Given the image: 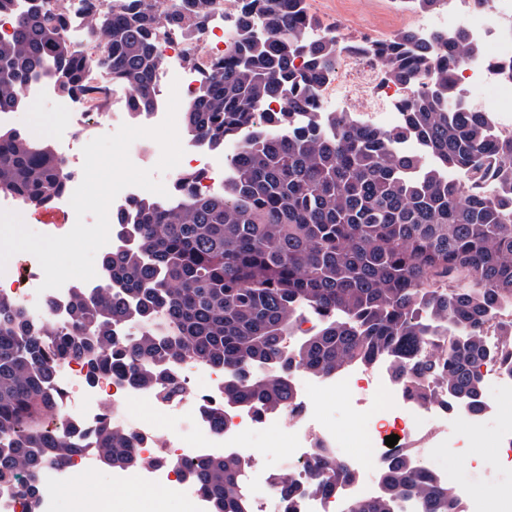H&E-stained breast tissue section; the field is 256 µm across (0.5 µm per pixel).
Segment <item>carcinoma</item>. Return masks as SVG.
Returning a JSON list of instances; mask_svg holds the SVG:
<instances>
[{
  "label": "carcinoma",
  "instance_id": "cac0c4a2",
  "mask_svg": "<svg viewBox=\"0 0 512 512\" xmlns=\"http://www.w3.org/2000/svg\"><path fill=\"white\" fill-rule=\"evenodd\" d=\"M73 0H35L25 11L0 0L15 33L0 41V109L23 105L21 86L51 71L59 92H88L105 67L129 91L131 110L158 97L154 81L165 60L154 51L166 32L197 40L220 0H101L87 6L89 52L67 34ZM441 0H399L430 13ZM231 57L207 67L185 105V132L224 151V187L195 190L186 171L164 201L133 200L115 214L132 225L135 243L108 253V288L73 299L68 326L32 328L17 306L0 299V493L17 488L38 512L39 473L62 466L83 448L46 427L59 394L51 389L61 359H79L88 377L120 372L161 398L183 387L171 366L194 360L232 373L224 405L265 412L294 404L291 373L329 375L379 354L397 358L403 383L432 377L449 394L481 410L478 366L484 332L497 304L512 298V136L493 138L491 116L457 102L454 74L482 57L459 30L420 38L403 29L376 44L340 45L336 31L316 41L306 0H234ZM369 53L385 78L411 90L399 101L401 122L384 129L314 108L336 73L339 52ZM276 99L277 111L267 110ZM413 136L417 150L398 142ZM65 177L54 147L0 129V194L26 205L52 206ZM319 331L295 345L302 310ZM463 335L446 343L443 325ZM121 325L136 331L116 335ZM97 462L142 466L131 433L105 417L95 427ZM189 475L210 512H249L238 491V459L168 460ZM347 472L328 456L314 464L310 486L330 492ZM421 476L395 464L383 475L387 501ZM426 512H450L448 489H426Z\"/></svg>",
  "mask_w": 512,
  "mask_h": 512
}]
</instances>
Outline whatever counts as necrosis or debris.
I'll list each match as a JSON object with an SVG mask.
<instances>
[{
    "mask_svg": "<svg viewBox=\"0 0 512 512\" xmlns=\"http://www.w3.org/2000/svg\"><path fill=\"white\" fill-rule=\"evenodd\" d=\"M461 28L481 45L487 58L486 64L457 74L461 103L467 108L484 107L481 93L491 91L497 99L492 131L498 136H511L512 79L507 77L506 70L512 65V0H483L479 6L474 0H443L439 10L420 19L417 25L418 33L426 38L436 32L452 34ZM231 40L230 24L218 21L192 44L171 34L160 36L156 48L166 65L156 76V83L163 89L178 86L186 96L196 94L202 70L212 59L229 56ZM341 63L343 79L328 81L321 87L316 100L320 109L352 114L364 105L375 115L395 111L397 97L406 93L404 87L387 86L384 95L368 102L361 98L362 90L372 87L379 79L373 57L348 52ZM24 93L37 105L51 101L60 122L75 128L78 137L84 139L93 138L114 122L126 119L122 112L95 118L92 100L79 94L54 96L52 85L39 80L28 82ZM43 279L36 258L9 265L0 274V296L24 309L31 322L64 325L70 320L74 290L81 287L93 292L105 287L108 274L101 269L90 281L72 279L62 288L46 291L40 288ZM395 362V357L387 354L330 375L296 369L291 375L295 410L259 414L246 406L225 409L224 370L193 360L174 365L183 392L169 399L157 397L153 390L128 384L120 374L88 381L87 368L81 362L59 361L51 385L61 391L62 397L53 422L71 437L86 442L87 448L73 464L43 470L40 483L58 493L93 469L91 432L101 419L104 402L108 401L112 404L113 424L132 434L138 453L146 460L143 467L123 471L121 482L163 485L176 492L189 512H204L206 498L195 483L169 469L166 459H200L220 454L239 459L240 492L250 502L251 512H355L358 506L384 502L381 475L396 461L405 469L419 473L425 484L447 487L453 512H479L475 493L450 486L447 467L429 465L428 459L439 450L447 456L463 458L461 438L449 433V422L477 432L487 419L500 416L503 404L512 403V368L493 360L481 365V379L495 389L497 399L486 402L482 411L475 413L459 395L446 408L410 397L404 384L393 375ZM338 397L349 411H361L370 420L359 439V451L354 455L339 454L336 429L324 418L328 403ZM133 398L154 401V419H129L123 406ZM219 409L225 412L224 425L220 428L213 418ZM270 426L280 427L284 433V451L271 462L261 459L253 446L255 436ZM391 434L398 435L399 440L390 447L385 438ZM323 454L344 465L349 473L329 493L308 488V467ZM283 476L295 486L294 493L287 498L271 491L272 485Z\"/></svg>",
    "mask_w": 512,
    "mask_h": 512,
    "instance_id": "1",
    "label": "necrosis or debris"
}]
</instances>
